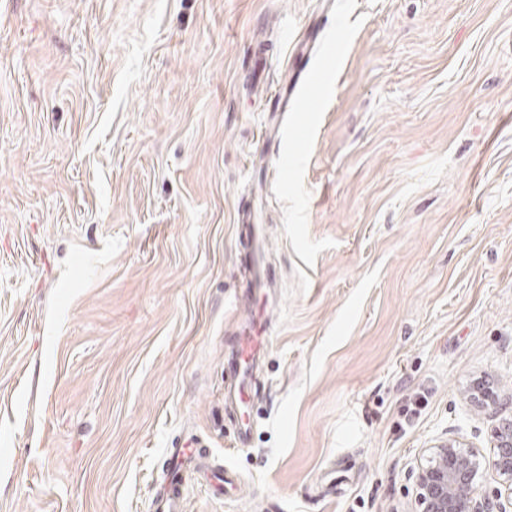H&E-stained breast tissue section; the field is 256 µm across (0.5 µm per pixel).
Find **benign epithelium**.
<instances>
[{"mask_svg":"<svg viewBox=\"0 0 512 512\" xmlns=\"http://www.w3.org/2000/svg\"><path fill=\"white\" fill-rule=\"evenodd\" d=\"M477 405L497 409L501 394L483 382L467 393ZM495 475L496 512H512V414L503 416L492 431L490 454L455 438L437 441L415 467L416 500L420 512H487L479 499L485 472Z\"/></svg>","mask_w":512,"mask_h":512,"instance_id":"obj_1","label":"benign epithelium"}]
</instances>
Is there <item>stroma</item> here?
<instances>
[{"label": "stroma", "mask_w": 512, "mask_h": 512, "mask_svg": "<svg viewBox=\"0 0 512 512\" xmlns=\"http://www.w3.org/2000/svg\"><path fill=\"white\" fill-rule=\"evenodd\" d=\"M478 378L512 391V0H0V512H152L188 443L241 485L186 512H415L423 448L490 446ZM264 343L256 342L250 346L237 351V354L227 360L224 372L231 378V382L227 385V399L231 402H241L245 396L244 388L251 386L252 375L248 371L257 364L260 354H263Z\"/></svg>", "instance_id": "35a3bbf8"}]
</instances>
